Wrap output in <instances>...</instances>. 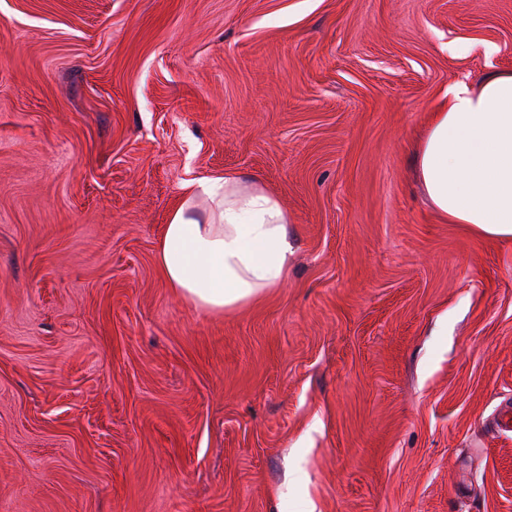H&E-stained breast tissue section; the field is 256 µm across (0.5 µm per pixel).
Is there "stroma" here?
Segmentation results:
<instances>
[{"instance_id":"obj_1","label":"stroma","mask_w":512,"mask_h":512,"mask_svg":"<svg viewBox=\"0 0 512 512\" xmlns=\"http://www.w3.org/2000/svg\"><path fill=\"white\" fill-rule=\"evenodd\" d=\"M512 0H0V512H512V239L412 178ZM292 217L207 313L156 262L184 184Z\"/></svg>"}]
</instances>
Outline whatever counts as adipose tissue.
<instances>
[{"label": "adipose tissue", "instance_id": "obj_1", "mask_svg": "<svg viewBox=\"0 0 512 512\" xmlns=\"http://www.w3.org/2000/svg\"><path fill=\"white\" fill-rule=\"evenodd\" d=\"M416 175L449 223L512 239V70L450 85L415 149ZM165 224L157 263L169 288L222 312L288 277L290 218L262 184L227 173L187 183Z\"/></svg>", "mask_w": 512, "mask_h": 512}]
</instances>
